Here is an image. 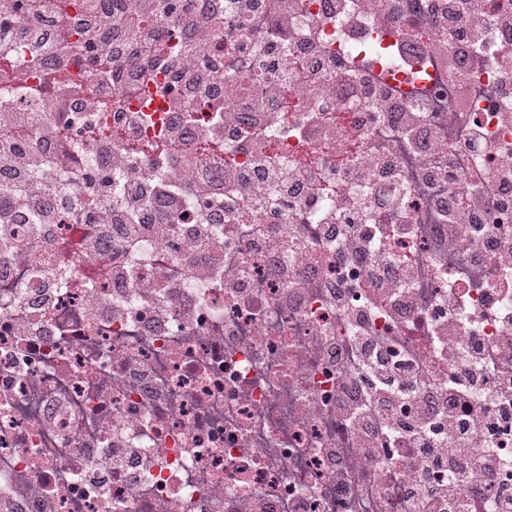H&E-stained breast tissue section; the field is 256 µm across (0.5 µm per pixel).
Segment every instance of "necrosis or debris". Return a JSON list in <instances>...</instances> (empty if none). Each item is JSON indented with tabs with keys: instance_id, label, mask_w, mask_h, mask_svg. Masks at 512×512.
<instances>
[{
	"instance_id": "4bbe7bcc",
	"label": "necrosis or debris",
	"mask_w": 512,
	"mask_h": 512,
	"mask_svg": "<svg viewBox=\"0 0 512 512\" xmlns=\"http://www.w3.org/2000/svg\"><path fill=\"white\" fill-rule=\"evenodd\" d=\"M112 26L162 33L180 87L152 71L109 86L108 110L61 116L94 79L71 65L84 52L72 26L56 57L67 83L42 89L18 41L0 76L31 136L12 160L0 115V161L20 169L0 189L71 199L45 224L0 220V512H411L414 474L365 452L344 417L364 388L350 340L365 330L423 393L464 370L459 358L431 378L441 337L491 350L512 334V0H230L205 44L161 11ZM275 41L309 59L283 60L296 94L280 112L262 54ZM239 110L249 132L224 120ZM128 121L166 153L128 157ZM267 141L273 183L258 178ZM93 167L121 186L86 223ZM316 177L341 192L292 194ZM161 194L170 223L126 221ZM379 206L390 252L410 262L372 295ZM492 246L506 259L491 263ZM355 248L364 261L337 262ZM489 447L492 487L512 495V404Z\"/></svg>"
}]
</instances>
